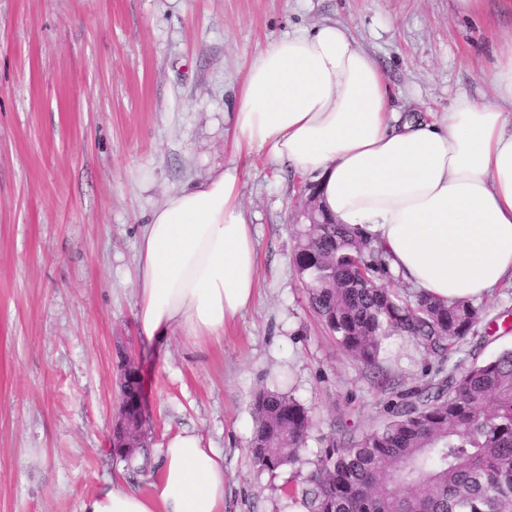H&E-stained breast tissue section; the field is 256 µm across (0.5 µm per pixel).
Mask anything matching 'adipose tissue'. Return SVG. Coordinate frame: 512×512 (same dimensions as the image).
I'll return each mask as SVG.
<instances>
[{
    "label": "adipose tissue",
    "instance_id": "ef3b65f1",
    "mask_svg": "<svg viewBox=\"0 0 512 512\" xmlns=\"http://www.w3.org/2000/svg\"><path fill=\"white\" fill-rule=\"evenodd\" d=\"M485 79L491 98L463 95L448 111L403 121L345 25L268 40L225 115L231 158L170 191L140 230L141 336L162 347L175 335L218 341L253 304L256 229L242 187L257 154L309 177L323 211L373 234L391 271L419 292L479 301L512 281V37L494 48ZM80 512H224V458L181 430L149 492L110 482Z\"/></svg>",
    "mask_w": 512,
    "mask_h": 512
}]
</instances>
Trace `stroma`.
Masks as SVG:
<instances>
[{"label":"stroma","mask_w":512,"mask_h":512,"mask_svg":"<svg viewBox=\"0 0 512 512\" xmlns=\"http://www.w3.org/2000/svg\"><path fill=\"white\" fill-rule=\"evenodd\" d=\"M321 20L346 25L385 73L403 117L491 95L483 74L512 36V10L485 0H0V512H79L112 480L148 490L167 438L199 433L224 456V512H298L302 485L341 426L386 418L384 374L423 385L434 366L403 336L378 369L338 346L295 264L304 176L255 158L243 204L257 229L258 295L223 341L150 344L135 322L136 242L169 191L231 157L224 114L267 40ZM498 333L452 349L468 365L512 348V282L486 298ZM143 377L149 464L109 452L126 360ZM290 392L312 415L294 465L250 454L253 399Z\"/></svg>","instance_id":"1"}]
</instances>
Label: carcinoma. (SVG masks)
I'll use <instances>...</instances> for the list:
<instances>
[{
    "mask_svg": "<svg viewBox=\"0 0 512 512\" xmlns=\"http://www.w3.org/2000/svg\"><path fill=\"white\" fill-rule=\"evenodd\" d=\"M319 220L297 232L295 261L339 346L373 367L382 339L399 334L438 364L423 386L393 393L382 426L341 431L292 502L304 512H512V350L461 371L444 363L485 307L401 295L385 286L390 270L372 236L322 211ZM253 417L255 464L273 473L297 462L310 411L286 391L263 390Z\"/></svg>",
    "mask_w": 512,
    "mask_h": 512,
    "instance_id": "carcinoma-1",
    "label": "carcinoma"
}]
</instances>
